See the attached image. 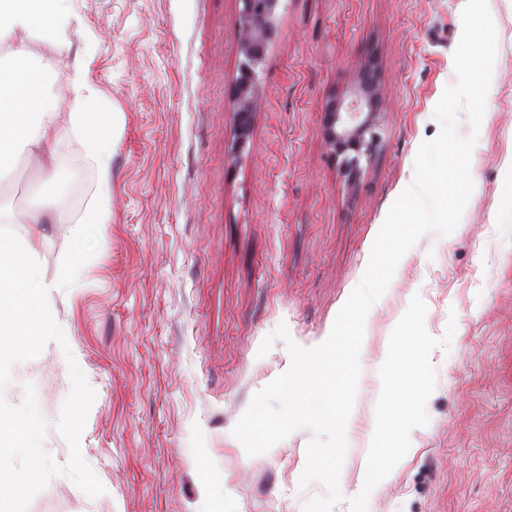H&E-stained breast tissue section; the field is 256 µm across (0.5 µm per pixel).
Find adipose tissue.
<instances>
[{"mask_svg": "<svg viewBox=\"0 0 512 512\" xmlns=\"http://www.w3.org/2000/svg\"><path fill=\"white\" fill-rule=\"evenodd\" d=\"M66 0H0V44L12 46L0 60V179L9 175L19 150L59 143L57 112L42 105L41 72L26 50L34 32L50 40L68 26Z\"/></svg>", "mask_w": 512, "mask_h": 512, "instance_id": "obj_1", "label": "adipose tissue"}]
</instances>
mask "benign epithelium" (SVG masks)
<instances>
[{
	"instance_id": "1",
	"label": "benign epithelium",
	"mask_w": 512,
	"mask_h": 512,
	"mask_svg": "<svg viewBox=\"0 0 512 512\" xmlns=\"http://www.w3.org/2000/svg\"><path fill=\"white\" fill-rule=\"evenodd\" d=\"M283 0H242L238 52L242 57L235 87L234 112L238 144L244 145L250 131L251 112L258 97L257 67L265 55L274 20ZM383 104L378 89L375 63L360 62L353 89L326 105L324 135L348 185L356 184L362 162L375 151L377 116Z\"/></svg>"
}]
</instances>
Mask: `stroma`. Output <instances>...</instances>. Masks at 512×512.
<instances>
[{"instance_id": "stroma-1", "label": "stroma", "mask_w": 512, "mask_h": 512, "mask_svg": "<svg viewBox=\"0 0 512 512\" xmlns=\"http://www.w3.org/2000/svg\"><path fill=\"white\" fill-rule=\"evenodd\" d=\"M496 78L474 155V188L457 228L424 235L371 308L333 512H512V0H487ZM240 0H67L61 41L32 37L50 60L48 101L73 103L81 78L108 119L91 135L61 124L65 158L89 180L43 183L44 154H23L24 203L50 216L35 258L68 342H47L12 368L0 398L33 384L57 465L56 429L74 356L96 393L81 434L105 487L91 498L64 474L27 512H303L325 495L301 486L311 433L247 456L232 429L253 395L291 365L286 325L322 344L360 282L377 233L412 183L419 145L439 132L434 109L456 81L459 0H284L259 66L245 146L234 91ZM377 65L379 142L348 186L324 138L325 105L346 95L358 62ZM111 141L110 193L99 194L91 138ZM107 201L110 220L82 216ZM424 339L410 419L381 427L402 339ZM410 433L406 461L364 486L379 445Z\"/></svg>"}]
</instances>
